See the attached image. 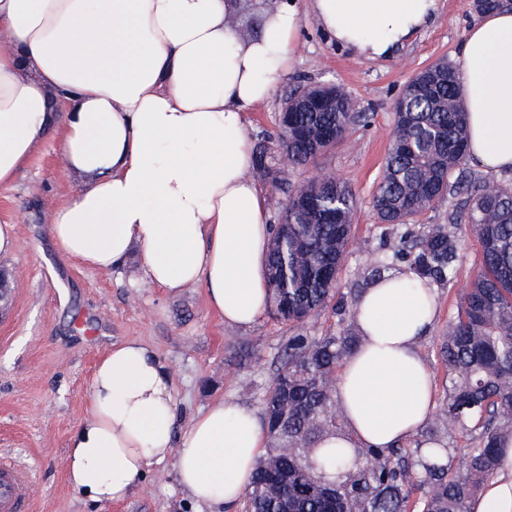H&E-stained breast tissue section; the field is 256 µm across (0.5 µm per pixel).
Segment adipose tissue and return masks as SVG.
I'll return each instance as SVG.
<instances>
[{
	"label": "adipose tissue",
	"mask_w": 512,
	"mask_h": 512,
	"mask_svg": "<svg viewBox=\"0 0 512 512\" xmlns=\"http://www.w3.org/2000/svg\"><path fill=\"white\" fill-rule=\"evenodd\" d=\"M438 0H280L260 32L231 23L242 0H0V185L11 183L55 129L81 190L53 214L59 250L110 270L142 250L146 279L205 288L225 324L251 326L266 310L272 229L251 178L246 116L292 66L306 18L337 45L375 59L410 41ZM467 157L512 170V11L480 15L461 43ZM438 313L435 289L390 273L355 308L361 337L342 363L336 401L345 448H390L437 406L419 344ZM172 373L141 341L112 347L96 366L89 408L68 442L72 490L121 502L156 466L174 461L202 512H235L267 434L255 411L221 399L173 430ZM468 512H512V438Z\"/></svg>",
	"instance_id": "ef3b65f1"
}]
</instances>
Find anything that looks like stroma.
<instances>
[{
	"label": "stroma",
	"instance_id": "obj_1",
	"mask_svg": "<svg viewBox=\"0 0 512 512\" xmlns=\"http://www.w3.org/2000/svg\"><path fill=\"white\" fill-rule=\"evenodd\" d=\"M478 13L472 0H439L433 24L392 57L365 60L327 40L306 20L292 50V68L275 96L247 116L253 143L278 134V114L297 85L332 83L367 113L335 146L304 167L284 171L273 183L259 170L251 175L269 202V222L277 224L289 193L326 170L341 176L357 200L356 247L339 273L348 292L366 257L379 248L384 230L372 209L393 128L394 103L419 71L445 60L458 63L459 46ZM51 134L16 178L0 186V224L15 227L16 250L0 264L18 272L13 304L0 320V457L23 461L35 481L33 512H196L180 487L173 463L158 466L126 501L90 504L67 482V445L86 415L90 380L109 349L127 339L144 343L173 371L178 426L212 402L233 398L261 410L273 379V359L291 331L270 315L253 325H226L208 306L203 287L170 292L146 282L138 257L112 270L88 268L63 256L49 232L54 211L80 188L65 170ZM461 258L448 287L438 289L435 325L420 354L434 376L438 403H445L440 336L456 311V297L479 269L476 240L467 225L457 229Z\"/></svg>",
	"mask_w": 512,
	"mask_h": 512
}]
</instances>
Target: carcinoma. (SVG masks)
I'll return each mask as SVG.
<instances>
[{"label": "carcinoma", "instance_id": "cac0c4a2", "mask_svg": "<svg viewBox=\"0 0 512 512\" xmlns=\"http://www.w3.org/2000/svg\"><path fill=\"white\" fill-rule=\"evenodd\" d=\"M417 78L430 90L404 92L406 113L395 116L372 198L378 223L395 239L368 256L360 277L367 289L395 270L445 288L459 260L457 226L469 225L481 266L441 336L447 402L419 437L394 448L321 447L344 437L346 422L328 382L360 336L349 327L311 336L304 326L331 303L341 323L360 300L326 278L344 262L357 202L334 175L298 186L280 211L266 272L269 311L296 332L263 398L264 422L276 420L279 429L255 465L246 512H467L469 499L495 475L498 441L512 436V184L466 167L469 128L458 68L439 61ZM361 117L338 87L332 103L316 112L297 103L294 138L260 145L255 165L274 173L281 150L292 165H305L333 146L327 135L341 140ZM444 202L447 223L413 224ZM453 433L468 438L462 466L424 461V444L441 446Z\"/></svg>", "mask_w": 512, "mask_h": 512}]
</instances>
